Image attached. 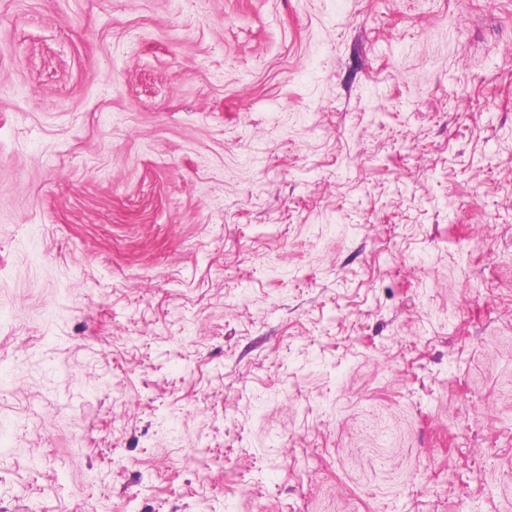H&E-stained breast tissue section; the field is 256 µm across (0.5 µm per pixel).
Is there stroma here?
Segmentation results:
<instances>
[{"label": "stroma", "instance_id": "obj_1", "mask_svg": "<svg viewBox=\"0 0 512 512\" xmlns=\"http://www.w3.org/2000/svg\"><path fill=\"white\" fill-rule=\"evenodd\" d=\"M512 512V0H0V512Z\"/></svg>", "mask_w": 512, "mask_h": 512}]
</instances>
